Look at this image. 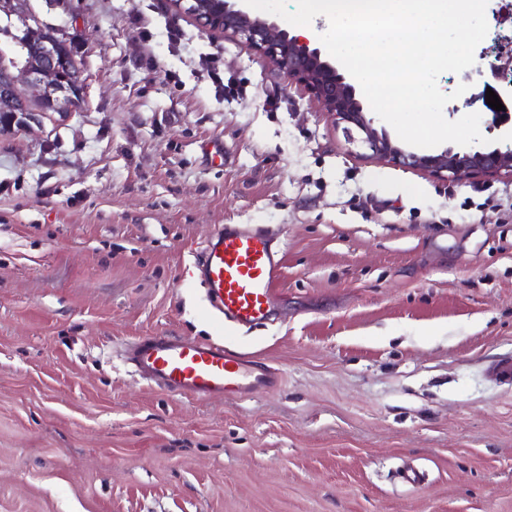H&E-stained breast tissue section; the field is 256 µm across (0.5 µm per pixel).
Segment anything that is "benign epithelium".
I'll list each match as a JSON object with an SVG mask.
<instances>
[{
  "label": "benign epithelium",
  "instance_id": "benign-epithelium-1",
  "mask_svg": "<svg viewBox=\"0 0 512 512\" xmlns=\"http://www.w3.org/2000/svg\"><path fill=\"white\" fill-rule=\"evenodd\" d=\"M172 17L191 15L203 32H224L244 39L259 56L307 87L324 111L334 116L353 142L364 145L372 155L396 165L418 170L452 182L476 177L512 174V143L457 151L446 147L419 153L393 141L387 131L376 127V119L364 107L355 86L335 64L324 59L320 48L280 28L273 20L253 14L244 0H170ZM16 15L25 26L18 39L24 55H0V113L9 121L0 134L28 125L38 112L77 107L83 98L78 64L66 46L37 23H31L29 0H0V14ZM491 114L495 129L512 119L507 101L496 111L486 103V91L474 95Z\"/></svg>",
  "mask_w": 512,
  "mask_h": 512
}]
</instances>
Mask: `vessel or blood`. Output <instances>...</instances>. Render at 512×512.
<instances>
[{
	"mask_svg": "<svg viewBox=\"0 0 512 512\" xmlns=\"http://www.w3.org/2000/svg\"><path fill=\"white\" fill-rule=\"evenodd\" d=\"M200 265L207 298L201 312L211 321L214 338L152 335L127 343L125 360L154 386L199 401L275 388L280 377L274 368L227 348L225 341L272 311L279 249L261 228L228 224L210 239Z\"/></svg>",
	"mask_w": 512,
	"mask_h": 512,
	"instance_id": "b4317fda",
	"label": "vessel or blood"
}]
</instances>
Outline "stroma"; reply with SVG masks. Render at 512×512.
<instances>
[{
  "mask_svg": "<svg viewBox=\"0 0 512 512\" xmlns=\"http://www.w3.org/2000/svg\"><path fill=\"white\" fill-rule=\"evenodd\" d=\"M30 7L70 43L84 104L0 137V512H512V382L492 374L512 355V175L368 158L170 0ZM487 22L441 92L497 86L512 25ZM227 224L281 248L276 313L236 346L282 383L175 396L120 353L212 337L197 263Z\"/></svg>",
  "mask_w": 512,
  "mask_h": 512,
  "instance_id": "1",
  "label": "stroma"
}]
</instances>
